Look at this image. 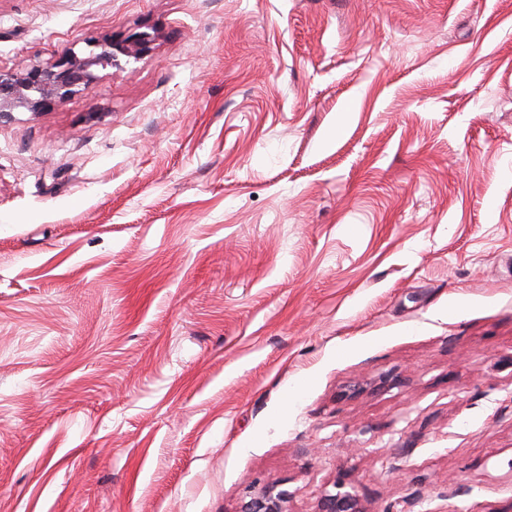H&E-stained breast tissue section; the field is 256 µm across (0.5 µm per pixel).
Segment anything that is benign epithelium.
I'll return each mask as SVG.
<instances>
[{
  "label": "benign epithelium",
  "mask_w": 512,
  "mask_h": 512,
  "mask_svg": "<svg viewBox=\"0 0 512 512\" xmlns=\"http://www.w3.org/2000/svg\"><path fill=\"white\" fill-rule=\"evenodd\" d=\"M154 35L136 32L111 42L110 49L91 51L84 56L69 52L43 65L0 70V119L14 112H42L68 100L96 79L98 68L116 67L120 58L138 59L152 49ZM292 493L279 484H266L258 490L248 489L239 512H288ZM315 512H367L358 496L347 488L343 479L324 489Z\"/></svg>",
  "instance_id": "7a95c632"
}]
</instances>
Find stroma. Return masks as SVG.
Wrapping results in <instances>:
<instances>
[{"instance_id": "35a3bbf8", "label": "stroma", "mask_w": 512, "mask_h": 512, "mask_svg": "<svg viewBox=\"0 0 512 512\" xmlns=\"http://www.w3.org/2000/svg\"><path fill=\"white\" fill-rule=\"evenodd\" d=\"M0 512H512V0H0ZM154 40L149 32H136L112 41L110 50L100 53L69 52L43 65L0 70V121L12 112H42L68 100L95 81L99 67L120 66V56L139 59L150 52ZM314 512H366L358 496L347 488L344 479L334 480L332 489L324 488ZM291 497V492L280 489L278 483L266 484L258 490L248 488L238 512H288Z\"/></svg>"}]
</instances>
